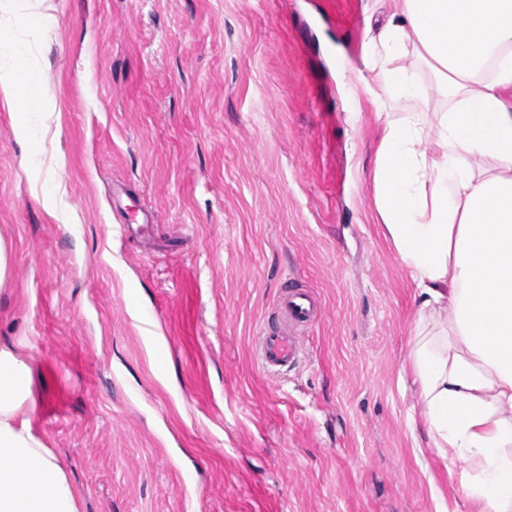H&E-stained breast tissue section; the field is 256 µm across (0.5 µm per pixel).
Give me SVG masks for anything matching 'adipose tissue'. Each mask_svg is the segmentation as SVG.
Listing matches in <instances>:
<instances>
[{
  "label": "adipose tissue",
  "instance_id": "1",
  "mask_svg": "<svg viewBox=\"0 0 512 512\" xmlns=\"http://www.w3.org/2000/svg\"><path fill=\"white\" fill-rule=\"evenodd\" d=\"M363 54L375 105L400 108L383 120L374 201L417 290L409 358L427 435L466 465L480 512H512V0H396ZM45 84L38 61L0 57V99L25 136L53 118ZM32 404L27 366L0 349V512H80Z\"/></svg>",
  "mask_w": 512,
  "mask_h": 512
}]
</instances>
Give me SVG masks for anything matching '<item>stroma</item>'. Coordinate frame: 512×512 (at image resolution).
I'll return each instance as SVG.
<instances>
[{
    "label": "stroma",
    "mask_w": 512,
    "mask_h": 512,
    "mask_svg": "<svg viewBox=\"0 0 512 512\" xmlns=\"http://www.w3.org/2000/svg\"><path fill=\"white\" fill-rule=\"evenodd\" d=\"M50 3L23 40L58 131L31 145L0 102V348L81 512H479L408 430L418 303L359 80L394 0ZM34 147L77 223L44 208ZM146 209L148 233H118ZM289 288L318 314L266 369ZM260 356L268 368H282L293 365L299 357L298 336L290 332L266 330L260 337Z\"/></svg>",
    "instance_id": "obj_1"
}]
</instances>
